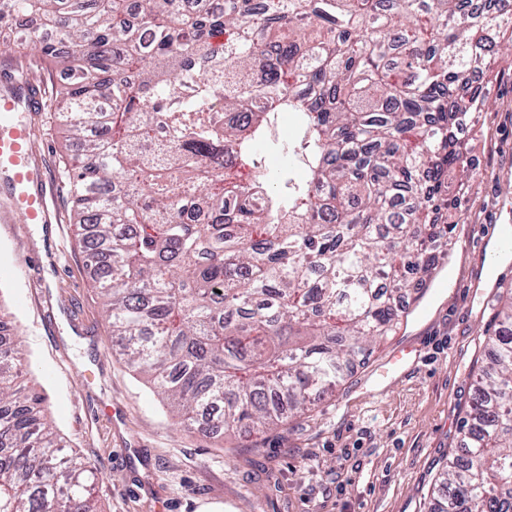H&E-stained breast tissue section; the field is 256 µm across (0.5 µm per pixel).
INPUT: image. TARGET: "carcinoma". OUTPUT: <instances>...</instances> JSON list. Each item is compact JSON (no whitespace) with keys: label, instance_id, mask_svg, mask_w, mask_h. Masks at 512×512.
<instances>
[{"label":"carcinoma","instance_id":"obj_1","mask_svg":"<svg viewBox=\"0 0 512 512\" xmlns=\"http://www.w3.org/2000/svg\"><path fill=\"white\" fill-rule=\"evenodd\" d=\"M499 2L0 0V20L70 47L57 95L86 265L113 349L186 428H279L395 331L477 176L461 135L487 105L469 76L512 47ZM31 45L61 55L33 32L6 50ZM499 317L433 512H512V295ZM24 366L0 342V512H102Z\"/></svg>","mask_w":512,"mask_h":512}]
</instances>
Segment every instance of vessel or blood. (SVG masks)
Segmentation results:
<instances>
[{"mask_svg": "<svg viewBox=\"0 0 512 512\" xmlns=\"http://www.w3.org/2000/svg\"><path fill=\"white\" fill-rule=\"evenodd\" d=\"M43 93L33 81L18 76L0 82V184L7 185L11 209L0 216L9 223L21 217L26 224H44L50 211L41 169L34 166V142L27 113L39 110Z\"/></svg>", "mask_w": 512, "mask_h": 512, "instance_id": "obj_1", "label": "vessel or blood"}]
</instances>
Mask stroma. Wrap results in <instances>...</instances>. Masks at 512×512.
<instances>
[{
  "mask_svg": "<svg viewBox=\"0 0 512 512\" xmlns=\"http://www.w3.org/2000/svg\"><path fill=\"white\" fill-rule=\"evenodd\" d=\"M490 101L466 137L479 170L453 229L448 282L424 314L377 344L335 393L265 434L208 437L180 425L112 349L62 178L78 149L56 102L30 117L33 161L57 218L0 223V290L54 428L97 471L103 512H426L475 393L477 359L512 293V258L495 259L496 210L512 208V60L482 77ZM420 359L378 374L391 350Z\"/></svg>",
  "mask_w": 512,
  "mask_h": 512,
  "instance_id": "stroma-1",
  "label": "stroma"
}]
</instances>
